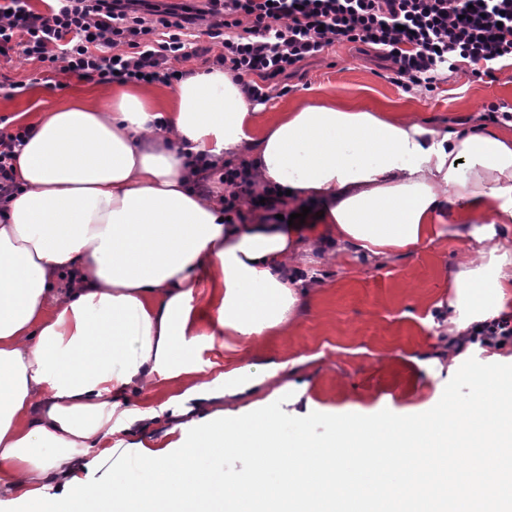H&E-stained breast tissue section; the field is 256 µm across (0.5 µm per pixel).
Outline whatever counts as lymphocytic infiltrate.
<instances>
[{
	"label": "lymphocytic infiltrate",
	"mask_w": 512,
	"mask_h": 512,
	"mask_svg": "<svg viewBox=\"0 0 512 512\" xmlns=\"http://www.w3.org/2000/svg\"><path fill=\"white\" fill-rule=\"evenodd\" d=\"M218 46L207 70L229 73L249 102L285 95L302 63L344 42L374 49L405 90L433 93L447 73L476 78L512 65V0H0V57L19 54L63 77L172 85L189 77L198 40ZM224 210L271 221L272 193L245 166L225 167Z\"/></svg>",
	"instance_id": "1"
}]
</instances>
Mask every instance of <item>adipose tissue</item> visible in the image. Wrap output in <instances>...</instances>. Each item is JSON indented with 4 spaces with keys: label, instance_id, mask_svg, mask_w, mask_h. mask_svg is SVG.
<instances>
[{
    "label": "adipose tissue",
    "instance_id": "obj_1",
    "mask_svg": "<svg viewBox=\"0 0 512 512\" xmlns=\"http://www.w3.org/2000/svg\"><path fill=\"white\" fill-rule=\"evenodd\" d=\"M256 108L221 70L176 84L165 102L140 92L75 96L38 115L0 202V492L25 512H112L131 497L151 512H239L255 482L278 477L275 506L353 512L361 477L383 476L398 512H512V373H463V333L512 300V253L492 242L512 224V121L442 131L318 100L258 127ZM205 158L197 166L193 157ZM243 160L278 208L304 223L226 224L224 189L196 185L203 167ZM454 226L467 246L438 302L448 373L474 394L432 420L370 425L330 419L316 453L312 401L289 414L255 402L244 417L191 421L177 454L143 450L102 484L77 481L91 451L113 449L163 415L277 384L279 365H241L205 379L199 339L248 341L283 332L321 284L307 263L330 252L375 262L412 253ZM209 279L195 304L200 276ZM163 390L145 410L126 392ZM362 455L350 463L345 449ZM251 457L236 475L212 459Z\"/></svg>",
    "mask_w": 512,
    "mask_h": 512
}]
</instances>
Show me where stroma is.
<instances>
[{
	"label": "stroma",
	"instance_id": "1",
	"mask_svg": "<svg viewBox=\"0 0 512 512\" xmlns=\"http://www.w3.org/2000/svg\"><path fill=\"white\" fill-rule=\"evenodd\" d=\"M46 76L40 63L0 58V80L9 81L0 88V117L17 126L27 124L85 87L73 79L68 87L57 89L47 84ZM14 82L23 83L24 91H12ZM287 83V95L261 107L258 124L321 98L397 112L441 129L479 121L493 103L512 107V66L482 80L458 71L425 96L405 91L392 81L374 50L353 43L336 45L308 60ZM464 247L462 239L449 234L379 265L327 257L315 268L323 288L300 310L291 330L258 345L234 336L214 345L203 341L195 358L211 377L242 364L261 367L296 360L289 377L305 385L307 397L317 405L308 430L318 441L329 439L325 421L335 415L365 420L385 413L436 415L446 398L464 402L472 394L466 380L448 378L433 362L434 352L446 347L448 337L428 322L436 302L448 296V272Z\"/></svg>",
	"mask_w": 512,
	"mask_h": 512
}]
</instances>
